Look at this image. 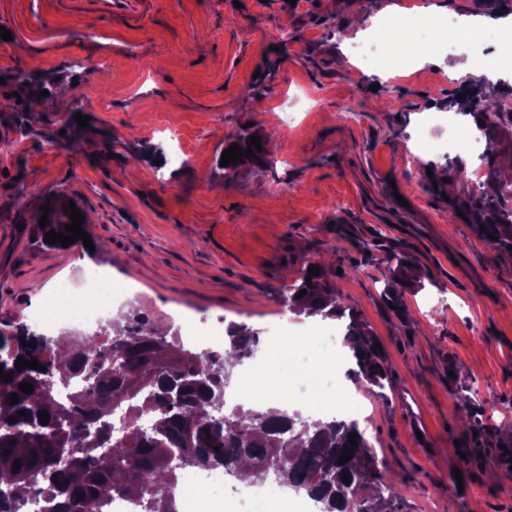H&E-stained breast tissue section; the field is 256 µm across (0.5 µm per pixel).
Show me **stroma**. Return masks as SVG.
I'll list each match as a JSON object with an SVG mask.
<instances>
[{
	"instance_id": "stroma-1",
	"label": "stroma",
	"mask_w": 512,
	"mask_h": 512,
	"mask_svg": "<svg viewBox=\"0 0 512 512\" xmlns=\"http://www.w3.org/2000/svg\"><path fill=\"white\" fill-rule=\"evenodd\" d=\"M379 7L144 0L104 15L91 0H0V321L28 322L102 270L161 329L187 314L261 333L277 291L323 264L389 367L383 392L346 386L383 482L405 490L400 512H512V256L452 208L476 192L480 160L423 123L463 90L453 67L470 53L505 59L498 80L512 81V40L457 32L415 67L364 69L343 34ZM19 70L30 84L16 86ZM245 129L269 168L223 170ZM71 203L89 243H36L42 207ZM391 248L410 264L398 284Z\"/></svg>"
}]
</instances>
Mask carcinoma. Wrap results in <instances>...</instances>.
Listing matches in <instances>:
<instances>
[{"mask_svg":"<svg viewBox=\"0 0 512 512\" xmlns=\"http://www.w3.org/2000/svg\"><path fill=\"white\" fill-rule=\"evenodd\" d=\"M471 116L490 145L483 156L488 177L460 212L482 237L497 236L491 241L495 249L512 256V184L498 179L491 148L500 131L512 126V112L502 111L497 101L492 111ZM49 216V224L38 228L40 242L51 230L66 233L72 222L53 211ZM300 273L297 284L278 292L279 303L308 316L347 320L354 379L384 388L388 369L358 312L340 302L325 273ZM116 321L123 327H102L97 339L78 333L59 338L0 322V366L10 376L0 379V512H27L37 496L42 512H108L117 497L131 501L136 512H178L171 489L187 465L237 477L246 463L263 478L274 468L280 485L300 489L321 504V512H399L403 490L382 484L358 422H311L286 409L242 405L224 414V375L235 378L237 366L258 344L257 332L247 325L229 322L221 350L205 358L134 308ZM20 357L37 360L45 371L16 367ZM74 381L78 389L59 401L55 387ZM23 382L33 386L30 393L19 389ZM13 394L15 404L7 401ZM22 410L27 415H18ZM41 411L48 414L45 424ZM117 412L126 426L120 439L112 436ZM145 416L151 420L147 431L140 426ZM352 434L358 436L354 445ZM173 452L179 455L174 461ZM346 452L353 458L338 463ZM345 472L348 482L342 480Z\"/></svg>","mask_w":512,"mask_h":512,"instance_id":"carcinoma-1","label":"carcinoma"}]
</instances>
